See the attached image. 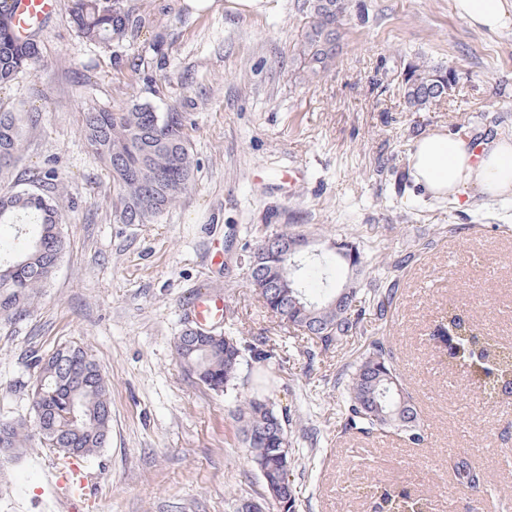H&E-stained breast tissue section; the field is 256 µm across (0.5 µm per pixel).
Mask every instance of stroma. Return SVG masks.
<instances>
[{"instance_id": "stroma-1", "label": "stroma", "mask_w": 512, "mask_h": 512, "mask_svg": "<svg viewBox=\"0 0 512 512\" xmlns=\"http://www.w3.org/2000/svg\"><path fill=\"white\" fill-rule=\"evenodd\" d=\"M136 20L109 44L87 41L71 0L36 31L41 59L0 88L23 113L25 137L9 176L55 168L66 250L29 313L0 316V421L30 419V360L80 342L104 375L110 441L69 458L30 437L0 460V512H237L259 499L234 396L214 391L180 363L175 340L197 298L224 293V327L246 347L238 389L268 394L279 411L300 401L290 471L297 512H374L377 491L427 499L431 512H512V398L485 402L436 340L449 311L512 347V199L469 189L433 201L416 187L408 155L436 128L492 140L512 132V29L478 31L453 0H350L340 49L325 73L303 68V0H215L193 16L181 0H120ZM410 64L456 71L448 98L407 111L397 78ZM179 112L199 162L196 183L154 224H118L112 179L88 148L82 116L129 100ZM303 166L291 196L279 180ZM357 242L371 262L363 290L386 278L381 258L413 254L398 274L385 319L365 337L321 350L269 312L247 283V247L281 232ZM385 337L428 435L342 432L337 381ZM272 351L257 357L256 347ZM470 458L480 489L457 485L450 459Z\"/></svg>"}]
</instances>
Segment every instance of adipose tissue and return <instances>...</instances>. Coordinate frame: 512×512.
<instances>
[{
  "mask_svg": "<svg viewBox=\"0 0 512 512\" xmlns=\"http://www.w3.org/2000/svg\"><path fill=\"white\" fill-rule=\"evenodd\" d=\"M457 13L474 29L512 28V0H454ZM411 176L430 198L456 199L468 189L496 199L512 196V136L473 150L469 138L438 128L417 139L409 154Z\"/></svg>",
  "mask_w": 512,
  "mask_h": 512,
  "instance_id": "adipose-tissue-1",
  "label": "adipose tissue"
}]
</instances>
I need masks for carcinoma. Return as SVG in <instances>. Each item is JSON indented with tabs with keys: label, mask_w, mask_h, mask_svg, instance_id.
<instances>
[{
	"label": "carcinoma",
	"mask_w": 512,
	"mask_h": 512,
	"mask_svg": "<svg viewBox=\"0 0 512 512\" xmlns=\"http://www.w3.org/2000/svg\"><path fill=\"white\" fill-rule=\"evenodd\" d=\"M71 18L78 33L89 41L109 43L122 38L134 24L132 15L118 4L104 0H72ZM308 12L300 56L310 72L325 70L336 58L340 27L347 0H304ZM14 12H0V87L11 84L19 73L41 58L34 35L20 37L14 32ZM458 82L451 69L420 68L410 64L400 73L398 93L406 109L420 112L449 96ZM184 116L162 113L153 105L130 101L121 112L90 108L83 122L84 138L112 178V213L117 224H154L177 197L192 188L198 161L184 132ZM23 141V117L19 112L0 109V178L18 160ZM33 188L10 189L0 194V226L6 224L23 232L32 228L27 248L18 255L0 248V315L21 316L29 312L39 288L43 287L60 262L66 248L62 217L58 209V175L45 168L33 175ZM294 233H280L275 240L261 239L247 256L251 288L264 306L282 322H306L318 328L313 340L324 350L364 332L365 310L379 317L392 303L394 282L360 297L361 289L350 290L347 307L328 306L330 297L317 298L307 288L303 263L294 273L295 291L304 303L298 310L288 301L284 288L272 287L288 242ZM353 262L351 274L363 267V252L345 242ZM472 337L454 336L448 357L469 367L470 378L493 399L500 386L512 379V355L490 344L480 352L471 349ZM175 349L186 370L214 390L236 389L244 361L241 344L220 330L203 338L185 330ZM83 361L90 371L87 385L69 386L63 364L70 358ZM32 384L33 426L27 422L0 421V456L9 457L23 447L29 429L42 443L58 448L70 457L90 456L109 444L112 403L108 385L92 355L81 345L69 342L38 360ZM340 401L346 411L344 429L370 435L392 430L407 442L419 445L427 440L417 407L384 341L370 340L366 353L350 367ZM240 424L242 443L249 448L250 463L259 472L265 495L262 501L274 512H295L298 492L288 479L294 464L290 455L288 427L293 417L279 412L268 398L243 393L231 410ZM458 485L477 489L484 475L466 457L451 460Z\"/></svg>",
	"instance_id": "carcinoma-1"
}]
</instances>
